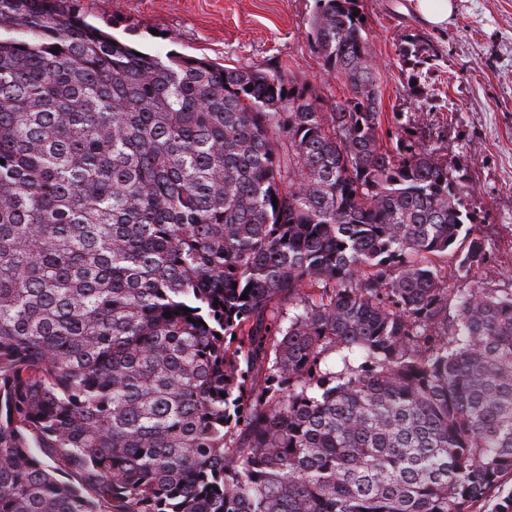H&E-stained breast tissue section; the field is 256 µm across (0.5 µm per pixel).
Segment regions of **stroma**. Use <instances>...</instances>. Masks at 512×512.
I'll return each mask as SVG.
<instances>
[{
  "instance_id": "stroma-1",
  "label": "stroma",
  "mask_w": 512,
  "mask_h": 512,
  "mask_svg": "<svg viewBox=\"0 0 512 512\" xmlns=\"http://www.w3.org/2000/svg\"><path fill=\"white\" fill-rule=\"evenodd\" d=\"M87 20L146 52L221 64L282 66L325 107L344 101L308 37L315 0H75ZM381 77L382 135L434 147L463 176L466 201L496 262L486 282L512 288V0H456L446 27L426 26L410 0H363ZM418 57L403 58L407 40Z\"/></svg>"
}]
</instances>
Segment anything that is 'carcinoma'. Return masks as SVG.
Returning <instances> with one entry per match:
<instances>
[{"instance_id":"cac0c4a2","label":"carcinoma","mask_w":512,"mask_h":512,"mask_svg":"<svg viewBox=\"0 0 512 512\" xmlns=\"http://www.w3.org/2000/svg\"><path fill=\"white\" fill-rule=\"evenodd\" d=\"M316 2L329 110L0 0V512H473L512 479V289L435 149L380 141L360 0Z\"/></svg>"}]
</instances>
